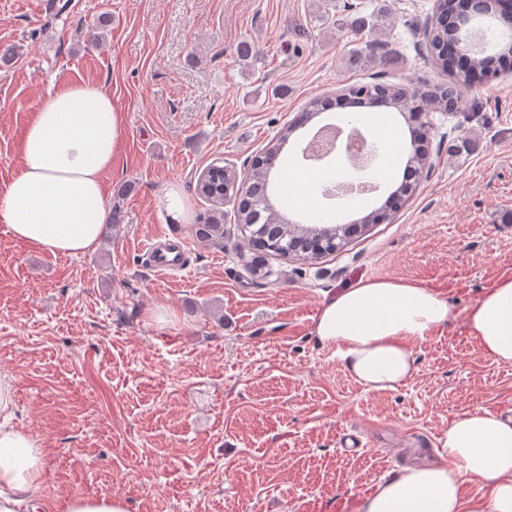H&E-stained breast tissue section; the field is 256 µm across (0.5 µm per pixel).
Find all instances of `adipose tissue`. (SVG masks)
<instances>
[{
    "instance_id": "1",
    "label": "adipose tissue",
    "mask_w": 512,
    "mask_h": 512,
    "mask_svg": "<svg viewBox=\"0 0 512 512\" xmlns=\"http://www.w3.org/2000/svg\"><path fill=\"white\" fill-rule=\"evenodd\" d=\"M123 119L98 84L49 89L20 143L21 165L0 195L13 238L52 254L94 250L107 221L104 175L122 146ZM447 301L419 285L374 280L338 292L316 318L317 338L370 389H393L415 371L412 340L443 328ZM495 362L512 364V275L487 288L468 316ZM14 385L0 376V512H26L45 478L43 450L14 422ZM444 465L404 470L379 484L363 512H512V419L477 410L448 428ZM485 494L464 498L465 479Z\"/></svg>"
}]
</instances>
